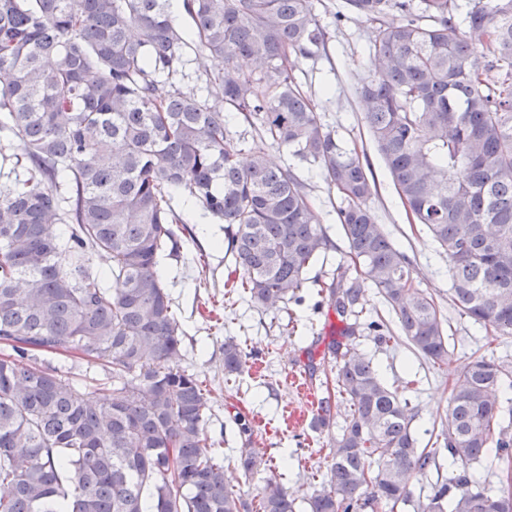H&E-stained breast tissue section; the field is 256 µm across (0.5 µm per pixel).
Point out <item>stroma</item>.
Listing matches in <instances>:
<instances>
[{"label":"stroma","instance_id":"1","mask_svg":"<svg viewBox=\"0 0 512 512\" xmlns=\"http://www.w3.org/2000/svg\"><path fill=\"white\" fill-rule=\"evenodd\" d=\"M343 2L313 0L328 32L327 51L314 60H299L295 75L325 123L347 145L366 153L377 179V193L370 201L376 221L413 259L421 289L433 296L445 318L450 358L443 371L403 342L384 345L370 335L357 340L359 349L373 359L388 385L414 380L407 397L416 415V434L425 443L437 440L447 427L449 375L458 374L480 355L512 362V337L488 336L481 324L454 309L447 257L419 225L409 223L369 136L356 93L369 74V26L353 16L338 18ZM268 156L276 165L297 166L323 226L333 241H340L339 200L323 173L297 164L284 149H269ZM173 205L192 231L191 236L182 237L178 257L161 263L185 330L177 364L197 375L215 397L207 433L227 463L226 481L247 501L251 512H258L261 489L270 477L294 497H309L326 477L332 441L340 427H312L310 421L316 412L309 409L294 381L306 380L320 397L326 378L336 372L325 348L339 336L342 324L329 310L321 285L336 268L341 254L331 251L320 256L296 299L274 308L257 307L243 289L233 285L239 274L231 255L225 252L223 225L203 216L187 193H177ZM228 337L248 355L243 371L231 376L224 372V340ZM243 448L253 449L261 462L258 473L249 480L232 465Z\"/></svg>","mask_w":512,"mask_h":512}]
</instances>
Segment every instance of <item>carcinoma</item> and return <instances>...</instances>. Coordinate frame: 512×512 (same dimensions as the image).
<instances>
[{"label":"carcinoma","instance_id":"obj_1","mask_svg":"<svg viewBox=\"0 0 512 512\" xmlns=\"http://www.w3.org/2000/svg\"><path fill=\"white\" fill-rule=\"evenodd\" d=\"M346 4L371 24L357 93L405 212L448 257L453 307L512 336V0L466 11L460 0ZM184 10L196 50L221 64L203 93L180 84L188 41L168 0H0V512H247L205 428L211 397L175 364L184 331L159 265L188 227L172 192L224 224L260 307L295 296L333 243L294 168L270 166L261 148L241 162L226 110L319 166L340 197L346 261L322 291L343 330L327 346L337 370L317 421L345 418L309 512H394L439 449L419 446L408 400L353 346L362 327L394 339L382 319L361 323L366 290L440 368L448 336L413 260L376 223L369 164L294 75L328 33L312 0H184ZM43 354L111 381L89 393ZM245 365L225 340L224 372ZM459 378L442 436L464 468L422 512H512V401L495 393L512 365L480 356ZM489 459L506 481L497 494L466 468ZM238 467L257 471L252 449ZM260 506L297 512L274 479Z\"/></svg>","mask_w":512,"mask_h":512}]
</instances>
